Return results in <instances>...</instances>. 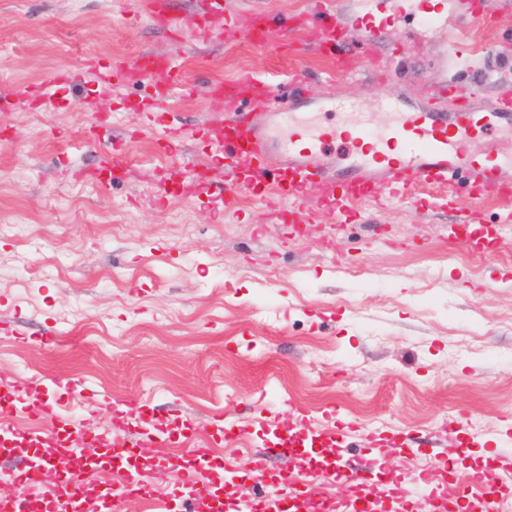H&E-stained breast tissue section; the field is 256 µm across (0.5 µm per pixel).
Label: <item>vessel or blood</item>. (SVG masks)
I'll return each mask as SVG.
<instances>
[{"label": "vessel or blood", "mask_w": 512, "mask_h": 512, "mask_svg": "<svg viewBox=\"0 0 512 512\" xmlns=\"http://www.w3.org/2000/svg\"><path fill=\"white\" fill-rule=\"evenodd\" d=\"M142 8L156 27L171 29L168 0H142ZM208 12L207 18L192 16L183 21L197 40H207L214 21L222 19L221 0H209ZM415 13L433 22L440 11L430 0H371L370 8L357 18L364 40L355 54L347 47L335 0H308L293 20L295 30L316 29L313 51L326 62L328 80L351 75L363 64L368 76L379 82L384 78L377 52L379 40ZM274 20L271 13L244 8L234 16L233 26L241 41L269 56L299 55L293 36L272 41ZM478 53L464 35L449 36L451 64H470ZM83 67L87 74L102 73L120 85L150 83L160 99L170 88L189 83L187 75L175 70L167 55L155 52L116 62L105 73L90 57L85 58ZM289 78L292 89L281 98L275 97L268 85L254 83L248 86L249 100H242L246 86L239 81L214 82L208 93L210 111L225 115L223 126L210 132L213 143L247 164L243 173L233 168L225 170L222 190L259 197L267 207L270 223L308 222L315 206L345 215L363 200L378 206L402 204L423 193L449 196L463 190L480 202L512 200V161L491 149L475 155L468 147L470 139L489 135L498 120L512 116V96L502 95L494 106L483 108L466 99L460 89L455 93L456 104L448 111L435 106L402 110L399 121L377 135L355 122L344 126L296 122L294 110L300 105L333 113H349L358 105L312 95L306 88L307 73L298 68H290ZM0 96L31 105L47 106L52 102L47 87L41 85L21 90L5 88ZM271 154L278 155L279 168L266 166L265 159ZM157 186L159 192L152 204L161 207L173 195L194 199L198 184L181 180L172 187L162 177ZM444 492L433 471L414 488L399 490L403 497L413 493L431 500Z\"/></svg>", "instance_id": "obj_1"}]
</instances>
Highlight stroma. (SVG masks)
Here are the masks:
<instances>
[{"label":"stroma","instance_id":"35a3bbf8","mask_svg":"<svg viewBox=\"0 0 512 512\" xmlns=\"http://www.w3.org/2000/svg\"><path fill=\"white\" fill-rule=\"evenodd\" d=\"M242 0H224L225 18L196 42L152 25L141 0H0L5 84L19 88L72 71L47 111L0 108V461L31 465L64 433L83 436L85 456L109 450L114 410L137 402L123 431L127 449L165 470L136 512H184L181 470L169 457L200 448L199 487L227 512L249 468L262 464L271 500L286 469H357L344 488L353 502L374 476L445 473L449 485L482 468L505 476L512 502V254L470 257L450 242L460 207L396 204L366 221L329 218L293 233L266 223L259 198L213 191L233 158L207 138L223 121L208 111V83L248 76L285 87L288 61L242 45L226 19ZM440 20L407 21L378 43L387 78L353 75L313 81L325 97L360 101L373 133L394 120L387 102L429 107L432 84H468V70L444 65L450 31L466 26L470 43H501L484 57L487 80L472 101L487 106L512 91V21L495 32L465 23L463 0H444ZM155 51L192 76L153 105L145 83L108 85L85 74ZM99 110L105 123L92 145L81 132ZM184 127L180 154L161 152L166 127ZM157 173H201L207 181L186 202L148 203L155 186L139 180L109 188L76 179L114 154ZM342 239L333 257L329 238ZM54 397L59 416L43 419L30 402ZM302 448L278 454L282 439ZM162 442L168 459L154 457ZM385 454H376V447ZM125 467L92 470L90 503L121 512Z\"/></svg>","mask_w":512,"mask_h":512}]
</instances>
